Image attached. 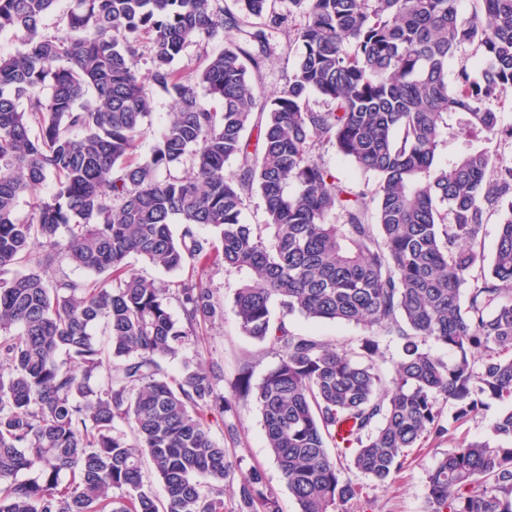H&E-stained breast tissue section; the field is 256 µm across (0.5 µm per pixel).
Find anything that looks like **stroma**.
<instances>
[{
    "label": "stroma",
    "instance_id": "obj_1",
    "mask_svg": "<svg viewBox=\"0 0 512 512\" xmlns=\"http://www.w3.org/2000/svg\"><path fill=\"white\" fill-rule=\"evenodd\" d=\"M192 275L212 290L224 308L223 320L205 327L199 343L204 361H215L223 366L224 380L218 388L232 401L231 411L224 416V426L213 427L212 437L224 445L230 458L237 460L242 470L254 468L263 473L267 484L278 494L281 512H297L298 505L266 448L261 412L253 397L239 394L238 378L242 366H249L250 385L255 388L279 361L278 355L266 344L244 335L239 328L233 312V299L244 275L225 268L217 260L194 266ZM291 323L295 332L320 337L339 348L356 346L363 334L360 327L352 324L316 323L299 316L293 317ZM495 416L492 410L478 412L460 423L454 436L425 441L422 447L414 449L405 468L395 474L388 485L379 486L360 473H352V480L363 487L356 512H429L428 471L462 440L491 438ZM230 425L236 428V437L228 436L226 428Z\"/></svg>",
    "mask_w": 512,
    "mask_h": 512
}]
</instances>
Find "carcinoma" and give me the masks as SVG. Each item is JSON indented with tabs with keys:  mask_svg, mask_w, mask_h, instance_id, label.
Instances as JSON below:
<instances>
[{
	"mask_svg": "<svg viewBox=\"0 0 512 512\" xmlns=\"http://www.w3.org/2000/svg\"><path fill=\"white\" fill-rule=\"evenodd\" d=\"M56 2L0 0V33L21 44L0 55V512H280L257 470L225 503L239 466L210 435L232 408L223 367L162 366L223 308L191 276L145 278L131 255L166 272L217 257L248 272L233 311L279 355L255 400L299 512H353L361 487L345 470L383 485L423 441L512 401V163L486 147L512 143L496 111L512 89V0H476L467 17L460 0H290L286 16L276 0H71L49 32ZM226 32L220 52L175 67ZM281 35L300 52L267 94ZM154 89L175 106L142 157ZM312 93L329 107L312 110ZM328 144L371 192L323 166ZM49 177L53 192L36 194ZM62 254L99 279L46 278ZM293 316L366 334L341 350L293 332ZM382 336L400 346L389 379ZM492 433L428 471L431 512H512V407ZM499 221L500 215L498 213H491L482 230L479 234V241L481 243L482 251L486 258L485 264L488 265L497 247L499 235Z\"/></svg>",
	"mask_w": 512,
	"mask_h": 512,
	"instance_id": "1",
	"label": "carcinoma"
}]
</instances>
